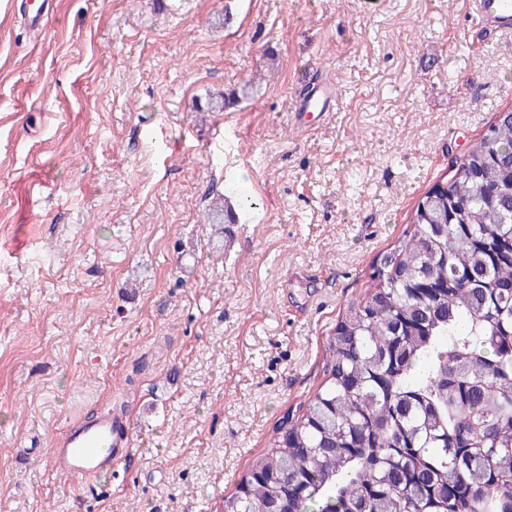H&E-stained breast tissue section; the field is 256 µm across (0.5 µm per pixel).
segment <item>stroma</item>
<instances>
[{
    "mask_svg": "<svg viewBox=\"0 0 512 512\" xmlns=\"http://www.w3.org/2000/svg\"><path fill=\"white\" fill-rule=\"evenodd\" d=\"M26 3L0 0V512H218L512 106V35L470 0H55L40 35ZM239 179L257 207L215 233ZM103 407L131 450L80 492L50 441ZM236 213L228 204L227 198L215 201L206 211L205 224H234Z\"/></svg>",
    "mask_w": 512,
    "mask_h": 512,
    "instance_id": "1",
    "label": "stroma"
}]
</instances>
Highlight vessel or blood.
Segmentation results:
<instances>
[{
  "mask_svg": "<svg viewBox=\"0 0 512 512\" xmlns=\"http://www.w3.org/2000/svg\"><path fill=\"white\" fill-rule=\"evenodd\" d=\"M475 5L482 23L512 32V0H475ZM51 9L50 0H38L25 17L26 28L44 30ZM129 447L126 425L106 411L53 440V466L61 476L88 484L123 460Z\"/></svg>",
  "mask_w": 512,
  "mask_h": 512,
  "instance_id": "1",
  "label": "vessel or blood"
}]
</instances>
